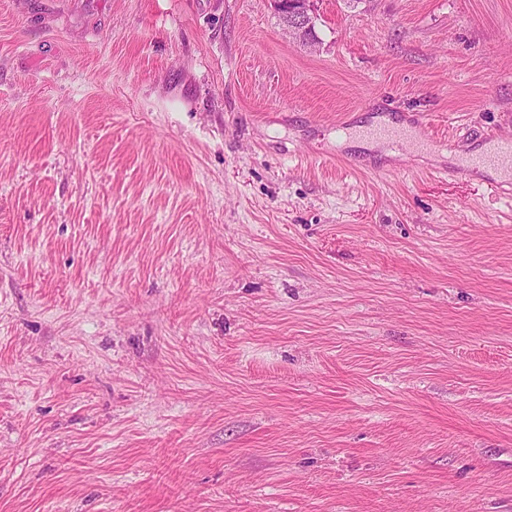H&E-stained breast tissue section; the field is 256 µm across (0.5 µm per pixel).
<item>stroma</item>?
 Wrapping results in <instances>:
<instances>
[{
	"label": "stroma",
	"instance_id": "obj_1",
	"mask_svg": "<svg viewBox=\"0 0 512 512\" xmlns=\"http://www.w3.org/2000/svg\"><path fill=\"white\" fill-rule=\"evenodd\" d=\"M316 33L0 0V512H512V0ZM456 173L470 175L479 172H505L491 185L502 197L512 195V139L489 137V147L476 153H467Z\"/></svg>",
	"mask_w": 512,
	"mask_h": 512
}]
</instances>
